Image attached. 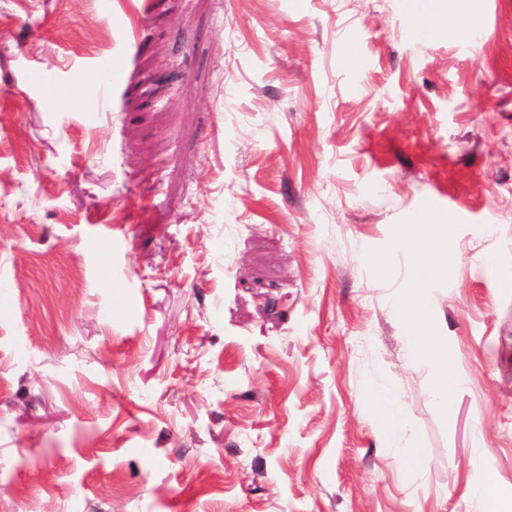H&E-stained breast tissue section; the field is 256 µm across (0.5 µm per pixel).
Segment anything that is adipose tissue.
<instances>
[{"mask_svg": "<svg viewBox=\"0 0 512 512\" xmlns=\"http://www.w3.org/2000/svg\"><path fill=\"white\" fill-rule=\"evenodd\" d=\"M442 259L438 252L430 251L416 257L413 267L412 286L399 303L401 315L416 326V335L407 339L412 358L423 359L433 364L438 375L435 391L443 406H450L458 387V380L451 368L448 350L433 332L430 315L428 287L436 278Z\"/></svg>", "mask_w": 512, "mask_h": 512, "instance_id": "ef3b65f1", "label": "adipose tissue"}]
</instances>
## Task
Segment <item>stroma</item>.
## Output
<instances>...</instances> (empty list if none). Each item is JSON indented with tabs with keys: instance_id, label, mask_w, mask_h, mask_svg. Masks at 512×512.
Returning a JSON list of instances; mask_svg holds the SVG:
<instances>
[{
	"instance_id": "stroma-1",
	"label": "stroma",
	"mask_w": 512,
	"mask_h": 512,
	"mask_svg": "<svg viewBox=\"0 0 512 512\" xmlns=\"http://www.w3.org/2000/svg\"><path fill=\"white\" fill-rule=\"evenodd\" d=\"M448 16L419 36L404 0H0V512L512 494V0ZM432 221L449 411L394 310L401 237ZM375 401L385 413L387 440H390L395 431L403 425V419L400 415V407L398 406L394 396L389 393L377 394Z\"/></svg>"
}]
</instances>
